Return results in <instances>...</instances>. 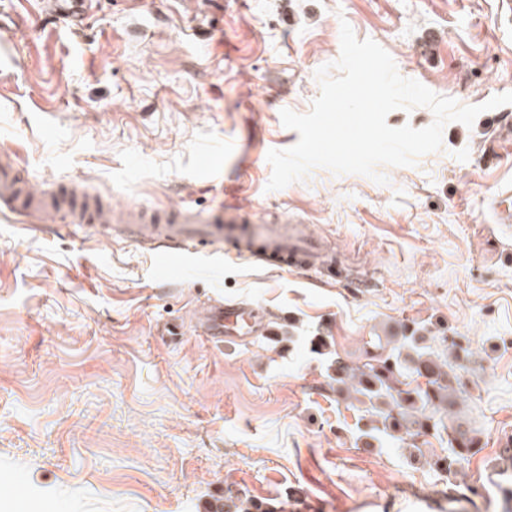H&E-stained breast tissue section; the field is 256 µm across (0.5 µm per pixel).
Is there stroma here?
Returning <instances> with one entry per match:
<instances>
[{"mask_svg": "<svg viewBox=\"0 0 512 512\" xmlns=\"http://www.w3.org/2000/svg\"><path fill=\"white\" fill-rule=\"evenodd\" d=\"M21 67L0 89V150L36 187L76 182L116 205L225 202L305 223L339 254L329 286L255 262H156L118 230L0 215V496L21 512H205L212 497L296 492L294 512H505L512 440V249L488 211L512 180V139L485 144L512 105L381 185L316 167L267 190L269 150L299 139L340 24L399 73L462 105L512 92L506 0H110L70 32L44 0H0ZM257 304L267 336L216 341L209 299ZM417 322L472 356L465 409L483 450L458 475L437 440L358 441L360 410L332 361L366 362ZM324 337L325 356L308 340Z\"/></svg>", "mask_w": 512, "mask_h": 512, "instance_id": "1", "label": "stroma"}]
</instances>
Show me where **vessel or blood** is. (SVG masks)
<instances>
[{
    "mask_svg": "<svg viewBox=\"0 0 512 512\" xmlns=\"http://www.w3.org/2000/svg\"><path fill=\"white\" fill-rule=\"evenodd\" d=\"M52 15L82 24L86 0H51ZM0 24V87L14 82L18 75L15 44L5 38ZM489 209L497 223L512 222V182L500 186ZM47 212L64 214L71 224H100L105 220L101 201L77 189L60 185L50 190L35 188L23 175L11 154L0 152V213L40 216ZM131 214L120 228L126 239L147 245L149 250L173 256L218 254L235 259H251L284 272H305L325 284L345 278L344 271L325 253L321 237L303 233L297 226L260 224L255 218H242L237 208L216 204L200 210L191 206H167L151 211L130 206ZM248 321L251 331L263 324L255 309L244 304H210L199 322L202 332L213 339L231 337L239 321Z\"/></svg>",
    "mask_w": 512,
    "mask_h": 512,
    "instance_id": "b4317fda",
    "label": "vessel or blood"
}]
</instances>
